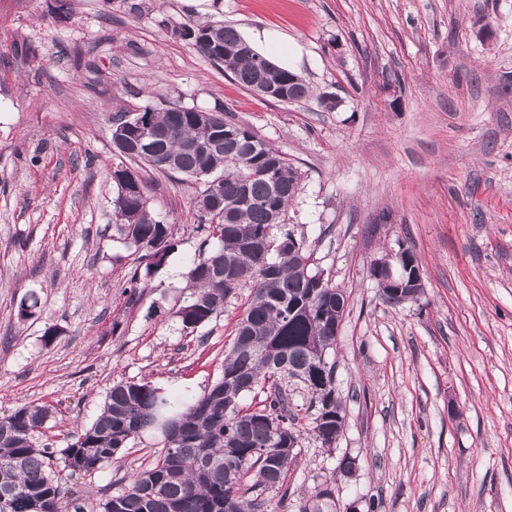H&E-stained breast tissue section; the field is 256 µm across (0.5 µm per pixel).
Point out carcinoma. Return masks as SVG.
Masks as SVG:
<instances>
[{"label":"carcinoma","mask_w":512,"mask_h":512,"mask_svg":"<svg viewBox=\"0 0 512 512\" xmlns=\"http://www.w3.org/2000/svg\"><path fill=\"white\" fill-rule=\"evenodd\" d=\"M200 35L197 50L222 65L235 60L231 72L244 88L254 78L249 57L240 56L243 40L220 22L183 25L180 32ZM151 130L165 154L177 160V173L203 181L197 201L200 226L218 246L202 251L187 273L189 293L176 312L182 329L194 332L224 313L237 288L251 284L248 306L237 323L220 377L203 395L178 404L150 383L112 385L96 419L69 435L59 450L68 476L91 475L122 454L146 432H160L162 447L151 466L133 475L124 490L99 504L102 512H268L264 493L280 490L297 453L286 447L301 435L298 416L288 410V384H303L314 360L333 384L328 392L310 389V431L326 446L336 444L345 415L336 394V324L347 297L316 279L311 253L303 239L283 223L288 204L300 190V176L278 150L250 128L228 119L220 125L191 119L195 109H158L147 102ZM136 114H117L113 130L126 132L127 159L120 165L133 182L134 194L116 184L115 222L125 240L148 252L160 267L172 247V225L149 211L142 157L132 148L143 136ZM219 142L208 153L195 143ZM217 197L210 205L208 199ZM255 239L268 247L261 260L248 247ZM264 395L254 407L247 396ZM51 415L45 404L23 405L0 417V512H68L62 477L49 447H37L36 434Z\"/></svg>","instance_id":"cac0c4a2"}]
</instances>
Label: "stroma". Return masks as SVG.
Instances as JSON below:
<instances>
[{"mask_svg": "<svg viewBox=\"0 0 512 512\" xmlns=\"http://www.w3.org/2000/svg\"><path fill=\"white\" fill-rule=\"evenodd\" d=\"M55 6L0 0V417L51 405L43 433L60 449L113 383L186 398L220 377L250 289L183 331L203 184L143 166L149 208L174 228L154 267L115 224L112 117L147 101L221 110L297 168L285 221L348 297L334 354L343 430L331 449L301 433L269 512H301L325 487L322 512H512V0ZM213 21L281 35L311 96H259L176 34ZM402 249L424 293L393 306L369 264ZM32 294L40 305L22 315ZM153 443L73 477L84 512L121 492Z\"/></svg>", "mask_w": 512, "mask_h": 512, "instance_id": "obj_1", "label": "stroma"}]
</instances>
